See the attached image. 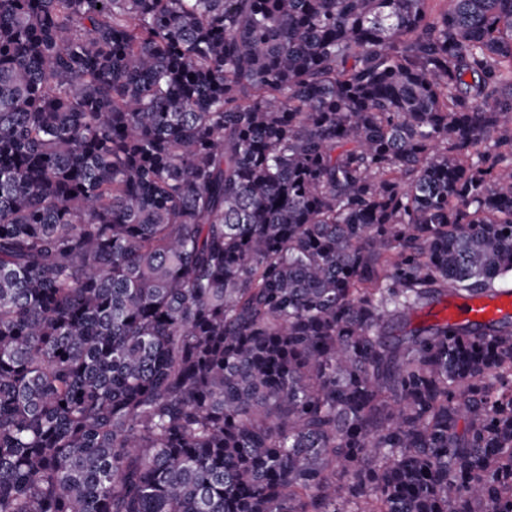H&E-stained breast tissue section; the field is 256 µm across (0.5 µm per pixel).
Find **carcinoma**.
Listing matches in <instances>:
<instances>
[{
  "mask_svg": "<svg viewBox=\"0 0 512 512\" xmlns=\"http://www.w3.org/2000/svg\"><path fill=\"white\" fill-rule=\"evenodd\" d=\"M0 0V512H512V0ZM511 314L512 294L510 293H502L492 297H457L443 311L448 324L491 321Z\"/></svg>",
  "mask_w": 512,
  "mask_h": 512,
  "instance_id": "1",
  "label": "carcinoma"
}]
</instances>
